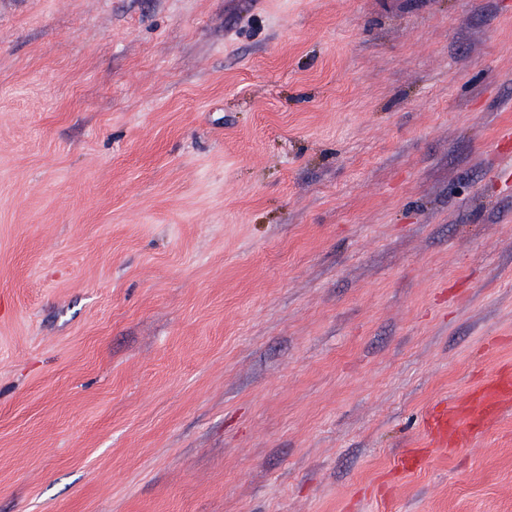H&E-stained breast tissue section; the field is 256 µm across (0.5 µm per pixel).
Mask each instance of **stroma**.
<instances>
[{"label": "stroma", "instance_id": "1", "mask_svg": "<svg viewBox=\"0 0 512 512\" xmlns=\"http://www.w3.org/2000/svg\"><path fill=\"white\" fill-rule=\"evenodd\" d=\"M512 0H0V512H512ZM511 395L510 378L501 377L488 398L464 402L448 409V416L444 414L438 419L437 428L443 436L448 433L450 440L460 441L472 432L475 419L491 417L500 404L511 402Z\"/></svg>", "mask_w": 512, "mask_h": 512}]
</instances>
